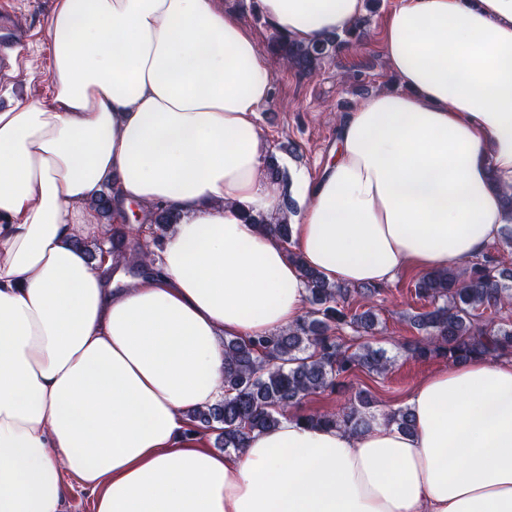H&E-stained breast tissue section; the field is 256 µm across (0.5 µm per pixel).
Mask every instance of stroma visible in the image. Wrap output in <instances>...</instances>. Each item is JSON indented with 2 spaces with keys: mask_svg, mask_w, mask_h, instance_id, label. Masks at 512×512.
Returning <instances> with one entry per match:
<instances>
[{
  "mask_svg": "<svg viewBox=\"0 0 512 512\" xmlns=\"http://www.w3.org/2000/svg\"><path fill=\"white\" fill-rule=\"evenodd\" d=\"M15 2V21L25 29L26 43L15 62V71L0 75V109L51 93L46 24L54 0ZM399 3L366 0L362 15L365 39L357 49L326 59L315 77L299 76L276 56H269L273 95L262 106L258 124L286 172L300 170L310 179H317L336 147L339 118L376 92L399 90L400 84L386 63L382 41L385 22ZM417 278V273L411 271L396 275L375 300L379 326L371 342L394 356L392 368L382 377L361 373L350 381L352 388L366 387L373 392L379 415L406 407L417 383L449 367L446 359L416 360L400 348L401 343L418 335L407 321L408 314L423 308L422 301L414 296Z\"/></svg>",
  "mask_w": 512,
  "mask_h": 512,
  "instance_id": "stroma-1",
  "label": "stroma"
}]
</instances>
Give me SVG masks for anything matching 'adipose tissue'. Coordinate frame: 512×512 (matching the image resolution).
Returning <instances> with one entry per match:
<instances>
[{
  "mask_svg": "<svg viewBox=\"0 0 512 512\" xmlns=\"http://www.w3.org/2000/svg\"><path fill=\"white\" fill-rule=\"evenodd\" d=\"M309 43L364 0H255ZM50 97L0 110V512H61L74 475L94 512H512V361L477 357L418 383L412 433L293 415L224 453L188 411L224 394L227 336L307 311L308 266L383 285L486 253L511 222L512 0H402L385 56L406 90L340 121L335 159L291 193L289 241L251 224L265 175L264 53L214 0H55ZM112 197L110 223L96 206ZM177 217L153 264L79 242ZM300 253L302 263L290 260Z\"/></svg>",
  "mask_w": 512,
  "mask_h": 512,
  "instance_id": "1",
  "label": "adipose tissue"
}]
</instances>
